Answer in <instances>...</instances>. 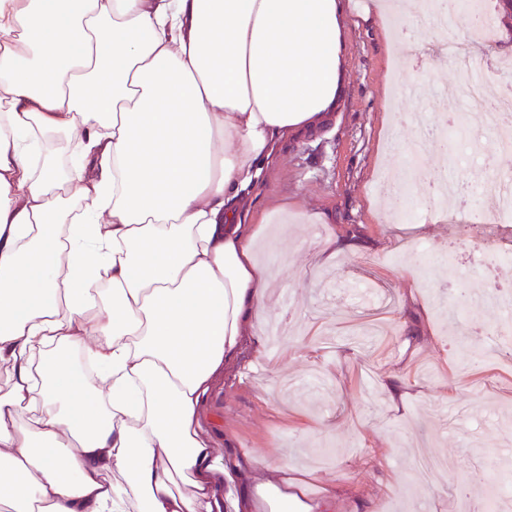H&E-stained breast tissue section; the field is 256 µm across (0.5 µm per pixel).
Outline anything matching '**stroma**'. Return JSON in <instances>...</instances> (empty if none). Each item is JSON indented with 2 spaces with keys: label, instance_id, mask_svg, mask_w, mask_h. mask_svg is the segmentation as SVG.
Returning a JSON list of instances; mask_svg holds the SVG:
<instances>
[{
  "label": "stroma",
  "instance_id": "obj_1",
  "mask_svg": "<svg viewBox=\"0 0 512 512\" xmlns=\"http://www.w3.org/2000/svg\"><path fill=\"white\" fill-rule=\"evenodd\" d=\"M377 2L342 0L336 126L289 148L254 208L267 216L256 257L291 297L272 298L269 319L304 341L261 357L243 349L199 416L217 450L305 474L314 498L334 487L335 512H456L487 452L512 449V366L455 363L444 331L459 302L448 248L482 245L512 283V222L472 224L448 209L436 218L424 206L400 220L385 208L378 179L403 163L392 117L421 109L399 87L420 74L395 65ZM486 4L497 38L473 46V61H512V17L501 0ZM330 241L358 248L332 264ZM422 454L452 466L437 477V495L421 502L411 492Z\"/></svg>",
  "mask_w": 512,
  "mask_h": 512
}]
</instances>
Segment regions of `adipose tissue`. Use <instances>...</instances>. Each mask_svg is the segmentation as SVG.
<instances>
[{
	"mask_svg": "<svg viewBox=\"0 0 512 512\" xmlns=\"http://www.w3.org/2000/svg\"><path fill=\"white\" fill-rule=\"evenodd\" d=\"M341 9L0 0V512H334L198 407L267 309L248 220L339 108Z\"/></svg>",
	"mask_w": 512,
	"mask_h": 512,
	"instance_id": "ef3b65f1",
	"label": "adipose tissue"
}]
</instances>
